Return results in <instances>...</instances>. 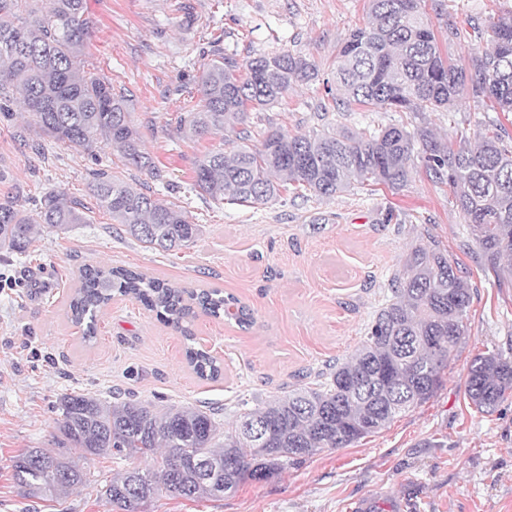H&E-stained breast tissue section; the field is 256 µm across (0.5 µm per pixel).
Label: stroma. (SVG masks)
<instances>
[{
    "label": "stroma",
    "instance_id": "stroma-1",
    "mask_svg": "<svg viewBox=\"0 0 512 512\" xmlns=\"http://www.w3.org/2000/svg\"><path fill=\"white\" fill-rule=\"evenodd\" d=\"M95 26L85 66L130 101L137 128L161 178L122 164L98 143L85 153L36 137L32 116L12 103L0 117V194L35 209L46 193L77 200L87 221L58 230L41 225L27 252L0 253V512H114L102 487L128 463L110 456L78 460L84 484L51 497L29 494L12 476L13 456L46 448L73 457L54 439L62 394L119 396L157 411L215 409L228 426L244 409L315 386L318 375L349 357L387 298L389 279L417 237L435 240L472 286L465 334L440 387L385 429L345 448L285 465L247 481L228 497L185 499L161 491L144 512H512V394L489 414L465 396L470 360L498 350L512 357V284L498 285L470 242L465 217L447 183L416 158L403 190L359 185L330 198L293 187L275 201L218 203L192 188L196 162L231 150L226 131L192 137L185 118L204 102L198 75L213 44L239 64L283 51L317 66V76L277 103L251 110L252 143L281 128L358 132L374 125L425 126L451 142L488 133L485 103L464 95L450 109L397 112L336 106L332 69L338 48L367 18L368 0H87ZM444 55L466 62L489 47L471 20L512 0H422ZM460 35L449 39L448 27ZM183 206L199 234L189 248L163 252L121 231L99 208L92 171ZM86 266L123 267L191 291L217 288L250 310L253 322L202 313L191 319L192 344L222 365L200 378L185 358L182 333L128 296L98 314L97 336L67 316Z\"/></svg>",
    "mask_w": 512,
    "mask_h": 512
}]
</instances>
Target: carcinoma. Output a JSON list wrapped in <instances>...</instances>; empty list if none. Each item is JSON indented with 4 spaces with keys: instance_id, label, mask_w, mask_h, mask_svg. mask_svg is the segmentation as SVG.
<instances>
[{
    "instance_id": "1",
    "label": "carcinoma",
    "mask_w": 512,
    "mask_h": 512,
    "mask_svg": "<svg viewBox=\"0 0 512 512\" xmlns=\"http://www.w3.org/2000/svg\"><path fill=\"white\" fill-rule=\"evenodd\" d=\"M31 0H0V110L10 115L13 94L35 116L38 133L68 147L93 152L99 140L118 150L124 165L160 172L142 151V137L128 119V100L106 79L85 69L94 27L87 0H50L39 13ZM492 47L466 63L439 48L420 0H369L368 22L351 31L336 54V92L348 104L402 112L452 106L465 92L488 100L494 112H512V10L486 19ZM231 57L205 65L199 76L204 109L184 121L186 133L202 136L243 125L249 110L271 105L299 81L313 77L311 61L288 52L245 65ZM494 132L474 147L436 139L428 128L402 124L291 134L267 132L258 145L240 131L231 152L213 151L195 165L193 189L216 201L266 203L288 183L330 197L354 185L404 187L418 153L432 176L448 181L467 218L469 234L487 269L503 285L512 280V136L491 119ZM100 207L148 248L180 250L194 243L197 225L174 202L163 203L99 172L92 184ZM83 206L60 194L42 197L36 213L0 198V252L27 247L38 225L60 230L85 224ZM131 296L146 309L194 336L185 326L195 301L202 313L251 322L245 307L217 289L185 293L168 283L121 268H87L70 300L73 323L85 338L97 333V316L114 294ZM471 285L456 262L432 241L413 246L390 279V297L368 325L354 353L336 363L316 387H300L277 401L242 413L222 431L210 408L181 406L158 413L139 401H101L82 393L59 399L61 443L83 455L159 459L152 468H129L105 484L103 496L118 512H141L156 492L187 499L221 497L247 480L271 477L286 464L329 448H345L378 433L396 416L428 400L441 384L454 347L464 335ZM186 357L196 373L214 379L220 366L192 346ZM512 392V358L485 351L471 359L465 395L481 412H492ZM218 458L216 484L198 467ZM13 476L32 493H61L81 485L85 474L69 459L29 448L12 461Z\"/></svg>"
}]
</instances>
